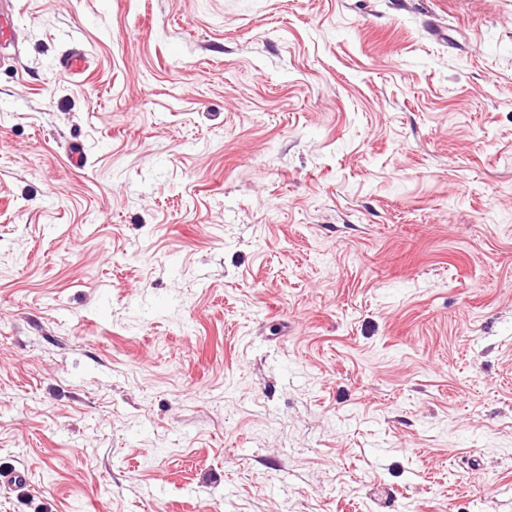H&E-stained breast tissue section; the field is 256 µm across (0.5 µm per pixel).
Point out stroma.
Instances as JSON below:
<instances>
[{"label":"stroma","instance_id":"obj_1","mask_svg":"<svg viewBox=\"0 0 512 512\" xmlns=\"http://www.w3.org/2000/svg\"><path fill=\"white\" fill-rule=\"evenodd\" d=\"M12 18L0 512H512V0Z\"/></svg>","mask_w":512,"mask_h":512}]
</instances>
